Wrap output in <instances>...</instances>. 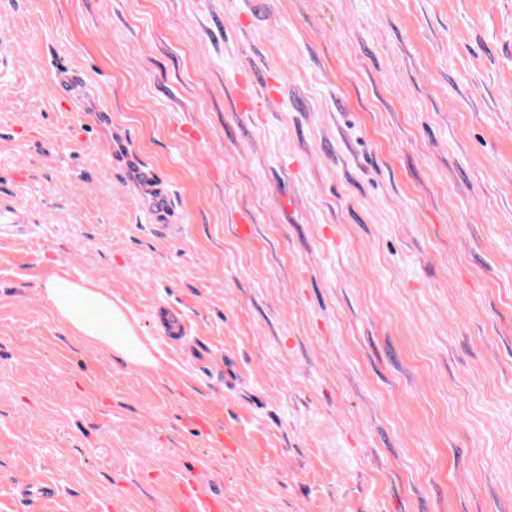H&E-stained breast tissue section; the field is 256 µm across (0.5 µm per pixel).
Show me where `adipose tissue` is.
I'll return each instance as SVG.
<instances>
[{"label": "adipose tissue", "instance_id": "1", "mask_svg": "<svg viewBox=\"0 0 512 512\" xmlns=\"http://www.w3.org/2000/svg\"><path fill=\"white\" fill-rule=\"evenodd\" d=\"M45 299L74 334L94 342L136 368H151L157 360L129 319L125 304L112 299L100 285L51 278L42 285Z\"/></svg>", "mask_w": 512, "mask_h": 512}]
</instances>
